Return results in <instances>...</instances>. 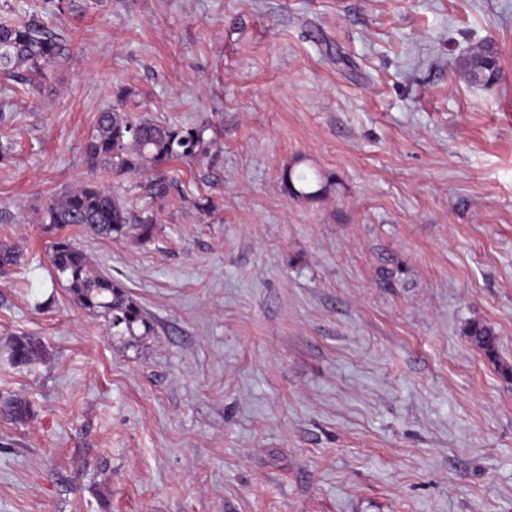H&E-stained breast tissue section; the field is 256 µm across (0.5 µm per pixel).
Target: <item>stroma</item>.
Masks as SVG:
<instances>
[{
	"mask_svg": "<svg viewBox=\"0 0 512 512\" xmlns=\"http://www.w3.org/2000/svg\"><path fill=\"white\" fill-rule=\"evenodd\" d=\"M28 13L72 53L38 93L0 76V512H512V0H0ZM121 96L215 140L165 198L87 162ZM87 181L153 220L69 230L148 335L49 262ZM457 68L469 84L486 87L496 84L501 76L498 49L490 42L480 44L458 60ZM298 180L302 183V186L300 188H297L292 180V176L289 173H285L284 175V183L285 188L289 195L297 198H303V199H314L317 198L323 187H320L318 189H313V185L315 183H318V177L315 176L314 178L308 177L306 175L298 176ZM467 336L488 358L496 359V337L490 327L472 322L468 326Z\"/></svg>",
	"mask_w": 512,
	"mask_h": 512,
	"instance_id": "obj_1",
	"label": "stroma"
}]
</instances>
